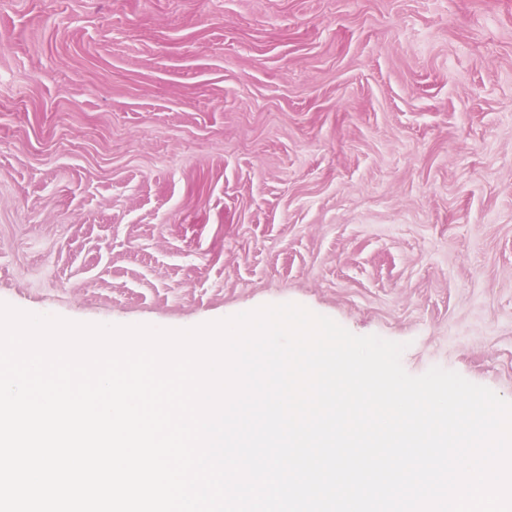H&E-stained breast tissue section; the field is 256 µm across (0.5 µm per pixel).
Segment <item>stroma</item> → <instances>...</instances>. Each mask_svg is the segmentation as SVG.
I'll return each instance as SVG.
<instances>
[{
  "label": "stroma",
  "mask_w": 512,
  "mask_h": 512,
  "mask_svg": "<svg viewBox=\"0 0 512 512\" xmlns=\"http://www.w3.org/2000/svg\"><path fill=\"white\" fill-rule=\"evenodd\" d=\"M0 302L295 303L512 402V0H0Z\"/></svg>",
  "instance_id": "1"
}]
</instances>
